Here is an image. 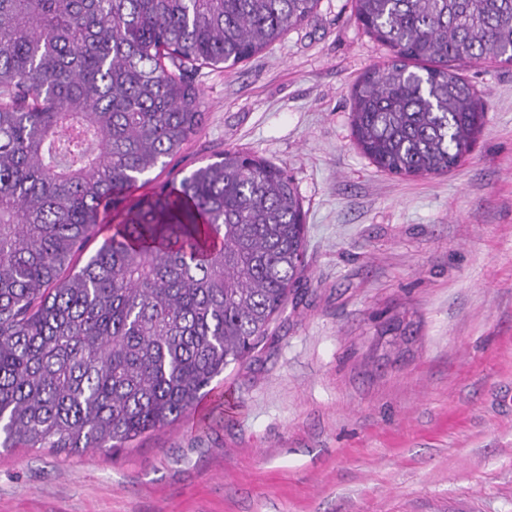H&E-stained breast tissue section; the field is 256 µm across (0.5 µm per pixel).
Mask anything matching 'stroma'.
Segmentation results:
<instances>
[{"label": "stroma", "mask_w": 512, "mask_h": 512, "mask_svg": "<svg viewBox=\"0 0 512 512\" xmlns=\"http://www.w3.org/2000/svg\"><path fill=\"white\" fill-rule=\"evenodd\" d=\"M388 58L352 0H320L198 71L205 123L148 178L228 149L280 166L305 215L295 299L182 421L119 450L0 448V512H512V65L460 67L472 152L404 177L351 136V89Z\"/></svg>", "instance_id": "1"}]
</instances>
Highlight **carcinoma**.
<instances>
[{
    "label": "carcinoma",
    "mask_w": 512,
    "mask_h": 512,
    "mask_svg": "<svg viewBox=\"0 0 512 512\" xmlns=\"http://www.w3.org/2000/svg\"><path fill=\"white\" fill-rule=\"evenodd\" d=\"M389 60L352 90L357 147L448 172L484 123L458 67L512 64V0H354ZM319 0H0V447L121 448L185 416L267 335L304 269L282 168L239 150L101 216L200 129L194 74Z\"/></svg>",
    "instance_id": "1"
}]
</instances>
